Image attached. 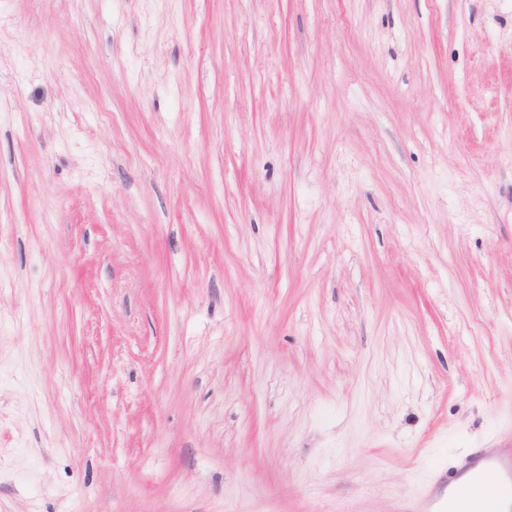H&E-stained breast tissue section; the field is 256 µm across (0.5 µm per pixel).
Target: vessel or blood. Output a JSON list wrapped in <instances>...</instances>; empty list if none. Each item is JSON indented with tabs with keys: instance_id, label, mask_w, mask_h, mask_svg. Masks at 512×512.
I'll return each instance as SVG.
<instances>
[{
	"instance_id": "vessel-or-blood-1",
	"label": "vessel or blood",
	"mask_w": 512,
	"mask_h": 512,
	"mask_svg": "<svg viewBox=\"0 0 512 512\" xmlns=\"http://www.w3.org/2000/svg\"><path fill=\"white\" fill-rule=\"evenodd\" d=\"M467 480L464 490L474 500L489 502L488 512H512V449L488 448L469 458L462 468ZM496 472L497 482L485 487L484 477L488 472ZM447 476H440L437 484L418 501L415 512H459L461 499L448 500L439 491L447 484Z\"/></svg>"
}]
</instances>
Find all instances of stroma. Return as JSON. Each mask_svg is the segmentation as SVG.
Returning <instances> with one entry per match:
<instances>
[{"mask_svg": "<svg viewBox=\"0 0 512 512\" xmlns=\"http://www.w3.org/2000/svg\"><path fill=\"white\" fill-rule=\"evenodd\" d=\"M512 448V7L0 0V512H398Z\"/></svg>", "mask_w": 512, "mask_h": 512, "instance_id": "35a3bbf8", "label": "stroma"}]
</instances>
